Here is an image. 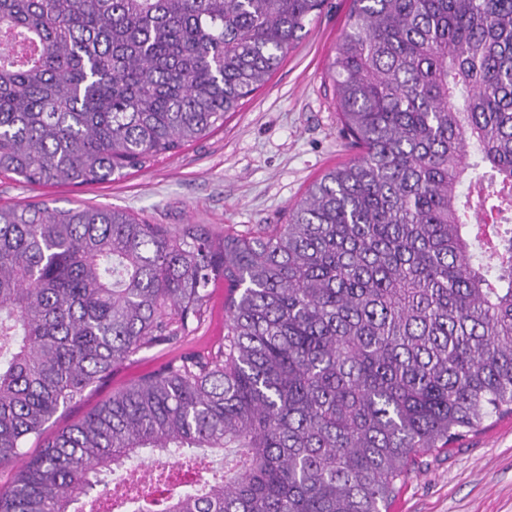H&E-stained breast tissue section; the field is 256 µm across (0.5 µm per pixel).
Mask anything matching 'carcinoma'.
Instances as JSON below:
<instances>
[{
	"instance_id": "cac0c4a2",
	"label": "carcinoma",
	"mask_w": 512,
	"mask_h": 512,
	"mask_svg": "<svg viewBox=\"0 0 512 512\" xmlns=\"http://www.w3.org/2000/svg\"><path fill=\"white\" fill-rule=\"evenodd\" d=\"M323 3L0 0V175L89 186L176 154ZM329 73L361 156L284 224L0 206L1 468L229 290L221 344L48 439L0 512H79L147 451L224 472L161 471L112 512H382L420 453L512 415V0H350Z\"/></svg>"
}]
</instances>
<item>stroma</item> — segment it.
Returning <instances> with one entry per match:
<instances>
[{"label":"stroma","mask_w":512,"mask_h":512,"mask_svg":"<svg viewBox=\"0 0 512 512\" xmlns=\"http://www.w3.org/2000/svg\"><path fill=\"white\" fill-rule=\"evenodd\" d=\"M350 0L323 9L268 82L228 113L222 129L150 168L103 185L30 186L0 178V204L74 199L122 208L151 224H209L243 230L284 223L289 208L328 170L357 157L343 133L327 68ZM224 288L212 291L201 327L182 343L143 349L102 385L61 409L45 428L54 434L82 419L183 353H204L224 340ZM389 512H512V416L492 418L438 451L420 456Z\"/></svg>","instance_id":"1"}]
</instances>
